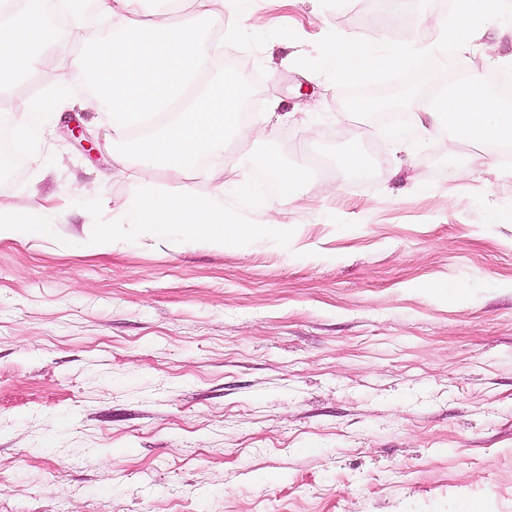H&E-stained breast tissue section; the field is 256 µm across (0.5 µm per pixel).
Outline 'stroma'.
Returning <instances> with one entry per match:
<instances>
[{
    "label": "stroma",
    "instance_id": "stroma-1",
    "mask_svg": "<svg viewBox=\"0 0 512 512\" xmlns=\"http://www.w3.org/2000/svg\"><path fill=\"white\" fill-rule=\"evenodd\" d=\"M445 0H251L224 15L259 49L216 66L249 74L247 124L194 172L234 205L251 154L274 143L314 176L294 203L245 216L288 225L217 248L151 234L91 243L89 196L132 200L155 172H117L105 113L66 67L16 100L62 98L0 199L50 215L37 239H0V512H512V178L433 130L396 152L382 124L340 111L338 86L297 65L329 32L439 41ZM512 58V22L436 55L487 73ZM289 115L264 135L271 103ZM358 137L373 179L342 168Z\"/></svg>",
    "mask_w": 512,
    "mask_h": 512
}]
</instances>
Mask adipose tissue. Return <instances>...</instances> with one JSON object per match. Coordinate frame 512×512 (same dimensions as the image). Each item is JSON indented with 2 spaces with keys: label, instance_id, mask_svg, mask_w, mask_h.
<instances>
[{
  "label": "adipose tissue",
  "instance_id": "adipose-tissue-1",
  "mask_svg": "<svg viewBox=\"0 0 512 512\" xmlns=\"http://www.w3.org/2000/svg\"><path fill=\"white\" fill-rule=\"evenodd\" d=\"M40 0H0V95L8 94L14 82L37 70L55 38L39 7ZM424 109L434 125L448 128L463 142L485 150L478 165L492 161L500 149L512 145V107L483 88L480 73L463 71L449 78L432 94ZM47 212L21 210L0 200V238L24 233L41 237Z\"/></svg>",
  "mask_w": 512,
  "mask_h": 512
}]
</instances>
